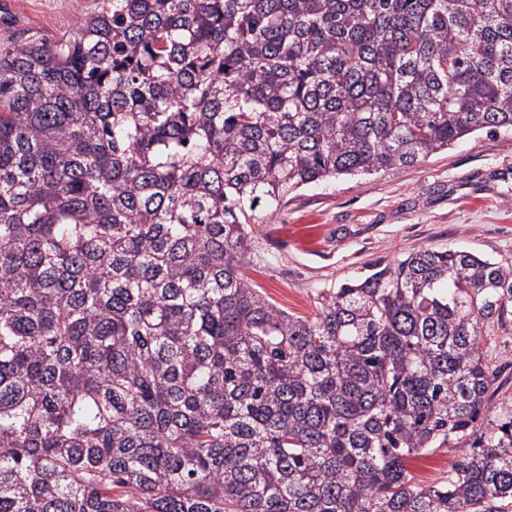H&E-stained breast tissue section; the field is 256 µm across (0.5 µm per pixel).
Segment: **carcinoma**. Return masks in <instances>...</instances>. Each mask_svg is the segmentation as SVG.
<instances>
[{
  "instance_id": "cac0c4a2",
  "label": "carcinoma",
  "mask_w": 512,
  "mask_h": 512,
  "mask_svg": "<svg viewBox=\"0 0 512 512\" xmlns=\"http://www.w3.org/2000/svg\"><path fill=\"white\" fill-rule=\"evenodd\" d=\"M483 129L512 0H101L1 45L0 512H505L512 265L421 248L313 317L245 272L289 192ZM486 335L482 343L485 359L491 371L501 369L496 385H501L500 393L512 395V368L507 366L512 363V314L502 322L495 318L487 325ZM460 454L456 448H437L411 460L408 471L414 482L422 487L439 485L448 479V471L459 460Z\"/></svg>"
}]
</instances>
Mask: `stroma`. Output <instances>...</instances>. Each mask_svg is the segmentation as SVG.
Instances as JSON below:
<instances>
[{
  "instance_id": "stroma-1",
  "label": "stroma",
  "mask_w": 512,
  "mask_h": 512,
  "mask_svg": "<svg viewBox=\"0 0 512 512\" xmlns=\"http://www.w3.org/2000/svg\"><path fill=\"white\" fill-rule=\"evenodd\" d=\"M97 0H0V45L29 30L60 34ZM246 272L288 312L311 317L320 295L422 247L512 264V133L476 132L424 161L343 176L289 194L261 216ZM490 369L512 395V314L488 324ZM460 457L438 448L408 465L415 483L442 484Z\"/></svg>"
}]
</instances>
